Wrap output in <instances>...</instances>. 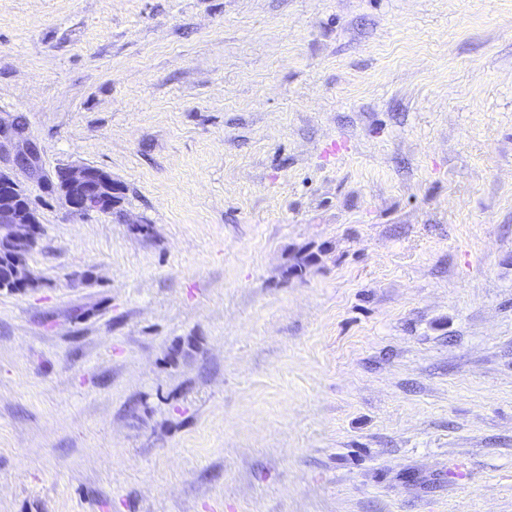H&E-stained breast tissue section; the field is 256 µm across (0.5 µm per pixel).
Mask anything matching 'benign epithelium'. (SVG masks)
<instances>
[{"mask_svg":"<svg viewBox=\"0 0 512 512\" xmlns=\"http://www.w3.org/2000/svg\"><path fill=\"white\" fill-rule=\"evenodd\" d=\"M9 157L12 168L27 173L36 169L39 149L27 124L18 118L0 122V155ZM54 191L75 212L112 211L116 201L112 177L93 166H64L56 170ZM37 212L16 176L0 171V241L17 256L12 268V288L29 283L27 256L37 239Z\"/></svg>","mask_w":512,"mask_h":512,"instance_id":"1","label":"benign epithelium"}]
</instances>
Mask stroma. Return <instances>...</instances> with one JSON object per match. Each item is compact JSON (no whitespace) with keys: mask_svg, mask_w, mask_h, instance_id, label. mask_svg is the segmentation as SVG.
<instances>
[{"mask_svg":"<svg viewBox=\"0 0 512 512\" xmlns=\"http://www.w3.org/2000/svg\"><path fill=\"white\" fill-rule=\"evenodd\" d=\"M16 116L0 512H512V0H0ZM2 154L9 157L15 171L27 173L38 166L39 149L31 139L25 121L17 117L0 122V161ZM52 187L74 212L108 213L116 201L112 177L93 166L59 167ZM38 224L36 209L20 181L0 170V242L17 256L10 276L12 289L29 283L27 256L36 243Z\"/></svg>","mask_w":512,"mask_h":512,"instance_id":"stroma-1","label":"stroma"}]
</instances>
